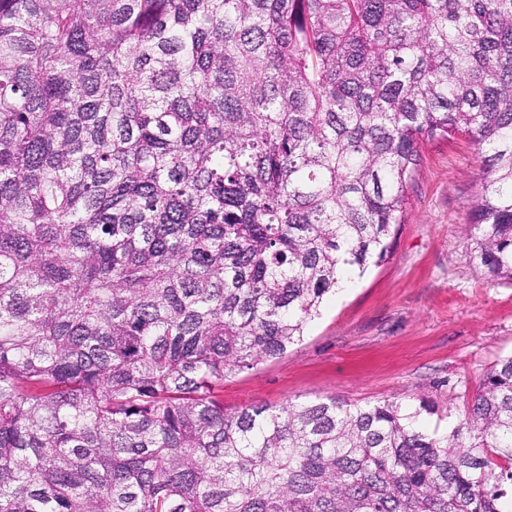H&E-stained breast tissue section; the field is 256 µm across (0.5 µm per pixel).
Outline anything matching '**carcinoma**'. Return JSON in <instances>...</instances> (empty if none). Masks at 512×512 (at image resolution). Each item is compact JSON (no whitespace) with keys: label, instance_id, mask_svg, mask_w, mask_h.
<instances>
[{"label":"carcinoma","instance_id":"carcinoma-1","mask_svg":"<svg viewBox=\"0 0 512 512\" xmlns=\"http://www.w3.org/2000/svg\"><path fill=\"white\" fill-rule=\"evenodd\" d=\"M456 134L512 280V0H0V512H512V356L444 434L220 395Z\"/></svg>","mask_w":512,"mask_h":512}]
</instances>
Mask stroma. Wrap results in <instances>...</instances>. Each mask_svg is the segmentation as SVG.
Wrapping results in <instances>:
<instances>
[{
  "label": "stroma",
  "mask_w": 512,
  "mask_h": 512,
  "mask_svg": "<svg viewBox=\"0 0 512 512\" xmlns=\"http://www.w3.org/2000/svg\"><path fill=\"white\" fill-rule=\"evenodd\" d=\"M391 257L325 300L303 340L224 381V408L394 400L428 430L462 418L486 370L512 355V281L463 249L480 190L472 140L427 142Z\"/></svg>",
  "instance_id": "stroma-1"
}]
</instances>
